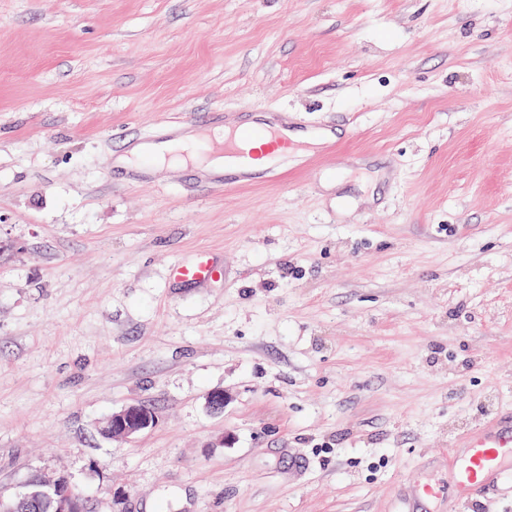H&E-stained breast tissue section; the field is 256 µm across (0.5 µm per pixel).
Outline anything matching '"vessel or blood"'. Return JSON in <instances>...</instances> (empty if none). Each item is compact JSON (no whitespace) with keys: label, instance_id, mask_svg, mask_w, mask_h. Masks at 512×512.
<instances>
[{"label":"vessel or blood","instance_id":"b4317fda","mask_svg":"<svg viewBox=\"0 0 512 512\" xmlns=\"http://www.w3.org/2000/svg\"><path fill=\"white\" fill-rule=\"evenodd\" d=\"M257 141L271 154L284 155L292 148L275 127L248 123L233 127L221 148L235 154L242 145ZM171 274L183 282L205 283L219 277L221 271L203 252L192 261L174 265ZM448 455L453 464L447 480L410 486L401 512H425L430 501L440 498L447 499L450 512H462L479 495L503 486L512 488V414L494 420L492 427L478 425L462 431Z\"/></svg>","mask_w":512,"mask_h":512}]
</instances>
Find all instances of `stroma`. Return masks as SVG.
<instances>
[{
    "instance_id": "35a3bbf8",
    "label": "stroma",
    "mask_w": 512,
    "mask_h": 512,
    "mask_svg": "<svg viewBox=\"0 0 512 512\" xmlns=\"http://www.w3.org/2000/svg\"><path fill=\"white\" fill-rule=\"evenodd\" d=\"M261 114L333 137L230 190L111 165ZM510 410L512 0H0L1 495L399 512ZM171 274L173 278L182 282L205 283L221 276V270L207 253L202 252L190 262L174 265ZM107 417L102 422L101 430L112 439H129L145 429L154 425L156 415L141 404H130L123 409L113 412L109 419L110 430L107 426Z\"/></svg>"
}]
</instances>
